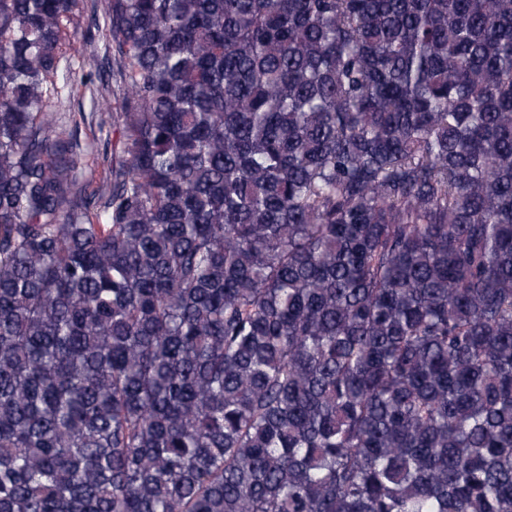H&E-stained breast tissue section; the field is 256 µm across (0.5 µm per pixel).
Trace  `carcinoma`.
I'll use <instances>...</instances> for the list:
<instances>
[{"mask_svg":"<svg viewBox=\"0 0 512 512\" xmlns=\"http://www.w3.org/2000/svg\"><path fill=\"white\" fill-rule=\"evenodd\" d=\"M0 0V512H512V0ZM84 1L83 16L80 17L79 25L70 29L69 36L71 42L79 50L75 55L79 58L74 59V66H83L86 70L93 72L100 71L108 72L109 67H112L113 56L112 49H108L106 42L102 37L101 32L88 28L87 15L90 11V1ZM100 89L98 82L93 86L78 85L73 96L61 107L67 113L66 121L71 128L77 126L80 150L87 153L83 181L87 192L96 193V196L112 181V158L114 160L121 151V136L112 128V123L103 132L99 130L101 113L118 112L120 104L111 92H103L105 97H102Z\"/></svg>","mask_w":512,"mask_h":512,"instance_id":"cac0c4a2","label":"carcinoma"}]
</instances>
